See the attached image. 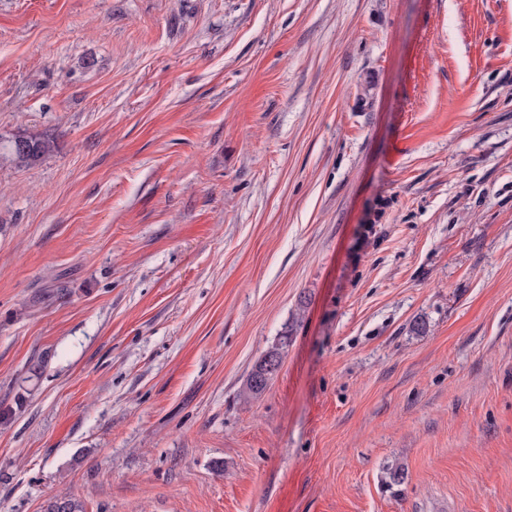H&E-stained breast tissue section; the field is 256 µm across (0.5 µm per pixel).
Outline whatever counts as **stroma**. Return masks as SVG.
Returning a JSON list of instances; mask_svg holds the SVG:
<instances>
[{
    "instance_id": "obj_1",
    "label": "stroma",
    "mask_w": 512,
    "mask_h": 512,
    "mask_svg": "<svg viewBox=\"0 0 512 512\" xmlns=\"http://www.w3.org/2000/svg\"><path fill=\"white\" fill-rule=\"evenodd\" d=\"M23 130L0 512H512V0H0ZM17 136H23L27 144L29 151L24 154L16 153L13 149V145L16 142ZM24 146V142L17 141L16 147L22 149ZM55 148V139L44 133H34L23 131L16 134L10 141L8 145V153L10 154L13 161L21 165H33L39 162L43 157L52 152ZM289 339V336L286 334L280 336L278 342L272 345L262 356L260 362L256 365L255 369L251 372L247 379L246 394L248 397L260 395L265 391L269 382L277 373H268L267 378H265L262 383L255 382V376L258 375V373L264 367L263 365L267 363L268 358L280 357L285 353V349L288 347V343L290 342Z\"/></svg>"
}]
</instances>
